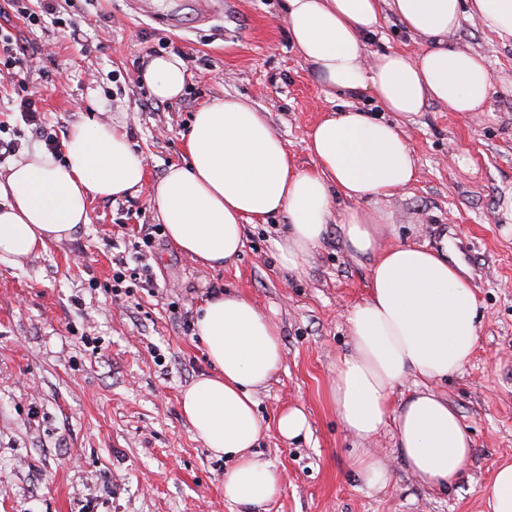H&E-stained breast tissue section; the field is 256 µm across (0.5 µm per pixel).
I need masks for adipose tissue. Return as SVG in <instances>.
I'll use <instances>...</instances> for the list:
<instances>
[{"instance_id":"ef3b65f1","label":"adipose tissue","mask_w":512,"mask_h":512,"mask_svg":"<svg viewBox=\"0 0 512 512\" xmlns=\"http://www.w3.org/2000/svg\"><path fill=\"white\" fill-rule=\"evenodd\" d=\"M288 32L300 56L332 90L366 93L382 109L332 112L312 128L314 160L299 170L267 116L227 95L193 113L188 161L147 180L142 156L122 117L71 125L61 155L28 152L0 174V258L21 261L89 223L92 198H118L148 187L156 220L181 252L222 266L242 251L247 225L281 216L287 230L271 240L282 269L305 273L329 224H337L354 259H370L367 297L347 313L351 350L338 358L329 396L344 429L362 441L354 469L366 486L389 480L366 449L387 424L412 476L431 489L455 487L472 452L458 412L433 382L461 371L478 336L479 311L469 280L446 252L396 241L381 199L416 180L404 124L428 102L452 112L485 111L491 73L484 58L447 45L464 16L512 41V0H284ZM390 7L423 38L416 54L368 53L366 39ZM143 81L156 99L180 97L185 67L174 55L146 64ZM192 326L212 367L186 387L181 409L194 434L229 464L224 498L247 508L279 496L282 481L255 448L263 434L256 394L280 369L278 324L249 297L226 291L204 298ZM414 380L399 407L391 396Z\"/></svg>"}]
</instances>
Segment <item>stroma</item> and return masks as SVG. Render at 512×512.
Listing matches in <instances>:
<instances>
[{"label":"stroma","mask_w":512,"mask_h":512,"mask_svg":"<svg viewBox=\"0 0 512 512\" xmlns=\"http://www.w3.org/2000/svg\"><path fill=\"white\" fill-rule=\"evenodd\" d=\"M77 39L43 20L26 24L0 0V34L30 63L27 88L48 130L65 137L77 121L123 113L148 182L183 163L195 110L224 95L249 97L299 168L313 166L304 142L325 114L368 95L332 92L288 36L282 0H56ZM483 56L492 75L485 112L428 102L405 123L417 179L385 200L399 240L447 249L479 301L476 349L464 370L433 384L473 441L452 490L409 472L386 428L370 443L389 473L368 488L353 461L358 441L328 398L337 359L349 352L346 315L369 287V260L350 257L330 225L306 275L285 273L270 241L281 219L248 226L243 251L210 268L156 235L147 190L93 199L89 223L20 263L0 261V512H239L224 499V462L198 440L180 394L210 364L185 327L199 299L226 290L248 296L279 325L283 364L258 395L268 429L258 452L282 479L259 512H482V490L512 461V42L463 18L448 37ZM422 40L385 12L369 52L417 53ZM180 54L186 90L155 99L141 80L153 56ZM13 84L0 78V139L14 142L0 172L40 147L14 114ZM147 264L152 284L113 295L112 272ZM304 409L307 437L283 442L272 424Z\"/></svg>","instance_id":"stroma-1"}]
</instances>
